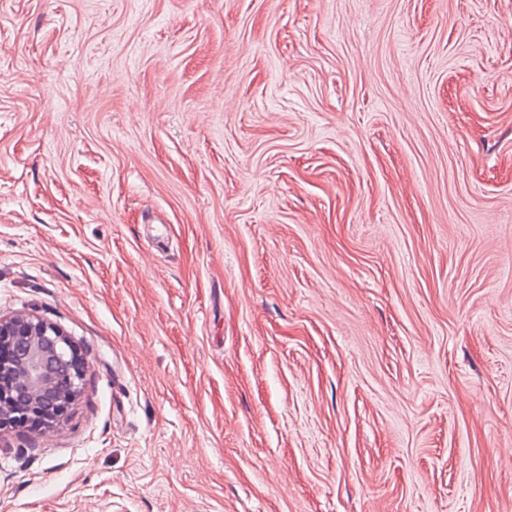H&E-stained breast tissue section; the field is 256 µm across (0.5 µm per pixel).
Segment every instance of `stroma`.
I'll list each match as a JSON object with an SVG mask.
<instances>
[{
  "label": "stroma",
  "instance_id": "stroma-1",
  "mask_svg": "<svg viewBox=\"0 0 512 512\" xmlns=\"http://www.w3.org/2000/svg\"><path fill=\"white\" fill-rule=\"evenodd\" d=\"M27 314L0 512H512V0H0ZM7 368L25 384L24 395L0 388V430L50 429L63 421L86 377L80 348L54 323L34 315L0 317V370ZM62 370L70 388L60 386Z\"/></svg>",
  "mask_w": 512,
  "mask_h": 512
}]
</instances>
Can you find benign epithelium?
Listing matches in <instances>:
<instances>
[{"label":"benign epithelium","instance_id":"1","mask_svg":"<svg viewBox=\"0 0 512 512\" xmlns=\"http://www.w3.org/2000/svg\"><path fill=\"white\" fill-rule=\"evenodd\" d=\"M25 384L24 395L0 388V430L50 429L63 421L86 377L80 348L54 323L34 315L0 317V370Z\"/></svg>","mask_w":512,"mask_h":512}]
</instances>
